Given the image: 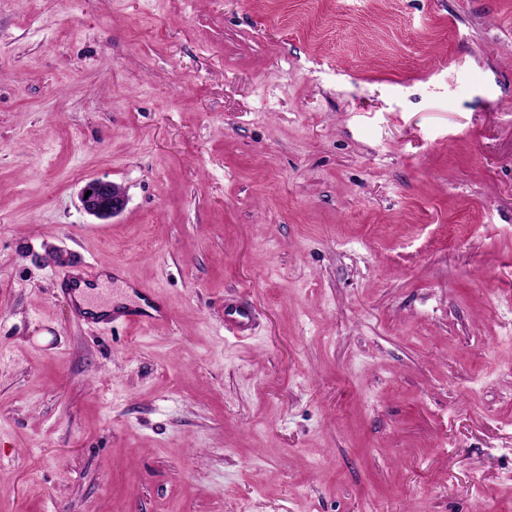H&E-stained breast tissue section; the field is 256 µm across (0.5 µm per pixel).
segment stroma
Listing matches in <instances>:
<instances>
[{"label": "stroma", "mask_w": 512, "mask_h": 512, "mask_svg": "<svg viewBox=\"0 0 512 512\" xmlns=\"http://www.w3.org/2000/svg\"><path fill=\"white\" fill-rule=\"evenodd\" d=\"M0 512H512V0H0ZM88 190H91L92 194L88 199H84ZM80 202L86 212L99 219L107 220L123 211L126 206V197L115 183L101 178H92L82 187ZM158 311L149 313H122L125 326L138 325L142 330L155 328L161 321H168L169 315L163 307L156 302ZM252 310L248 305H237L224 312V331L231 336H246L251 329Z\"/></svg>", "instance_id": "obj_1"}]
</instances>
